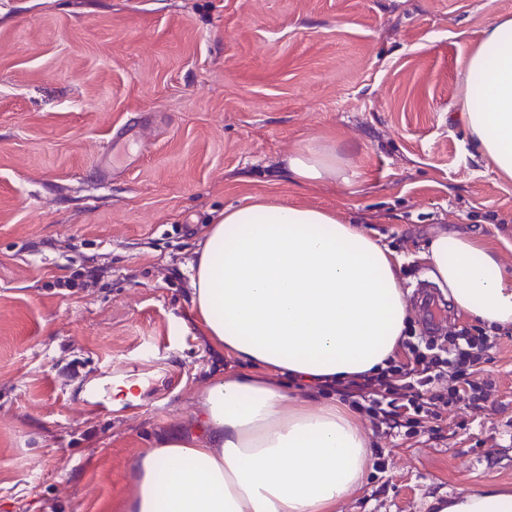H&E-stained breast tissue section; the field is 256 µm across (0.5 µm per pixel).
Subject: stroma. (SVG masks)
Returning a JSON list of instances; mask_svg holds the SVG:
<instances>
[{"mask_svg":"<svg viewBox=\"0 0 512 512\" xmlns=\"http://www.w3.org/2000/svg\"><path fill=\"white\" fill-rule=\"evenodd\" d=\"M498 14L512 0H0V512H120L143 449L240 371L188 318L186 263L225 207L331 210L403 256L411 295L441 230L512 271V179L455 119ZM307 144L335 177H288ZM483 378L466 429L371 436L385 467L336 512L512 488V335Z\"/></svg>","mask_w":512,"mask_h":512,"instance_id":"35a3bbf8","label":"stroma"}]
</instances>
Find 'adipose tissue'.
<instances>
[{"mask_svg": "<svg viewBox=\"0 0 512 512\" xmlns=\"http://www.w3.org/2000/svg\"><path fill=\"white\" fill-rule=\"evenodd\" d=\"M462 74L460 122L512 178V15L492 20ZM288 171L311 184L334 175L336 160L304 145ZM423 257L458 311L512 325V273L495 249L443 231ZM398 264L331 211L257 197L209 224L190 262L194 323L224 352L302 387L381 369L410 320ZM201 401L204 443L176 435L145 449L122 512H336L372 464L347 410L311 404L270 378L223 374ZM440 512H512V489L464 492Z\"/></svg>", "mask_w": 512, "mask_h": 512, "instance_id": "ef3b65f1", "label": "adipose tissue"}]
</instances>
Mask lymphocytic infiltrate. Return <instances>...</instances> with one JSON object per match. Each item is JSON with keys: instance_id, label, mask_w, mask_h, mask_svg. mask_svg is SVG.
<instances>
[{"instance_id": "obj_1", "label": "lymphocytic infiltrate", "mask_w": 512, "mask_h": 512, "mask_svg": "<svg viewBox=\"0 0 512 512\" xmlns=\"http://www.w3.org/2000/svg\"><path fill=\"white\" fill-rule=\"evenodd\" d=\"M501 333L496 327H464L446 336L418 334L402 342V352L379 373L318 385L365 414L374 431L440 439L444 422L458 407L484 409L482 381L489 351Z\"/></svg>"}]
</instances>
